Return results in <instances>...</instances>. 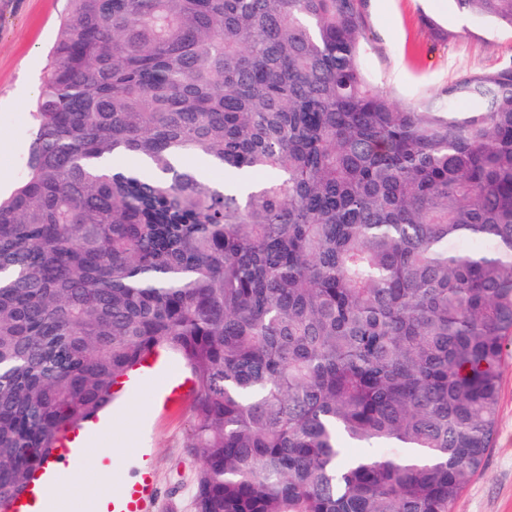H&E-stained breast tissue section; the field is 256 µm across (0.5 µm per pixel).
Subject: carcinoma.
Returning <instances> with one entry per match:
<instances>
[{"label": "carcinoma", "mask_w": 512, "mask_h": 512, "mask_svg": "<svg viewBox=\"0 0 512 512\" xmlns=\"http://www.w3.org/2000/svg\"><path fill=\"white\" fill-rule=\"evenodd\" d=\"M68 2L0 196V512L159 352L194 512H454L512 347V60L424 110L364 0Z\"/></svg>", "instance_id": "1"}]
</instances>
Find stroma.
I'll return each instance as SVG.
<instances>
[{
    "label": "stroma",
    "instance_id": "obj_1",
    "mask_svg": "<svg viewBox=\"0 0 512 512\" xmlns=\"http://www.w3.org/2000/svg\"><path fill=\"white\" fill-rule=\"evenodd\" d=\"M68 0H0V191L22 177L31 145L33 106ZM369 41L364 60L374 87L400 103L429 104L460 75L512 58V33L477 25L449 0H365ZM159 379L119 395L95 438L101 454L84 459L85 478L68 512H84L94 486H121L136 448L149 449L157 495L153 512H193L200 468L186 448V404L159 401ZM454 512H512V357L501 367L498 430L482 470Z\"/></svg>",
    "mask_w": 512,
    "mask_h": 512
}]
</instances>
